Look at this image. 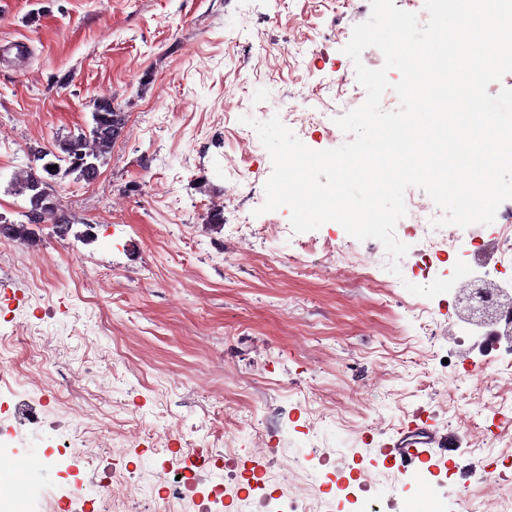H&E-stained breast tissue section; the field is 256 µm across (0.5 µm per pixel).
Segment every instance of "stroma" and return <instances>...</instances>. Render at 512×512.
Listing matches in <instances>:
<instances>
[{
    "mask_svg": "<svg viewBox=\"0 0 512 512\" xmlns=\"http://www.w3.org/2000/svg\"><path fill=\"white\" fill-rule=\"evenodd\" d=\"M370 14L369 0H0V217L25 220L10 185L33 150L87 129L98 98L127 115L95 181L53 183L72 234L47 216L30 242L0 236V452L36 464L6 475L25 485L23 512L49 493L81 512L94 495L88 449L63 444L79 411L111 430L116 472L219 440L270 476L316 451L373 465L381 510L401 495L387 447L456 435L427 451L452 479L419 469L405 512L431 499L460 512L465 473L512 438V377L449 338L454 292L405 288L447 264L423 276L409 253L368 283L321 246L346 238L341 225L297 233L288 209L257 212L272 163L240 116L290 102L315 115L288 123L306 146L345 143L334 119L366 92L342 49ZM114 350V376L91 374ZM476 365L484 381L446 397L449 373ZM21 399L41 408L39 429L14 428Z\"/></svg>",
    "mask_w": 512,
    "mask_h": 512,
    "instance_id": "stroma-1",
    "label": "stroma"
}]
</instances>
